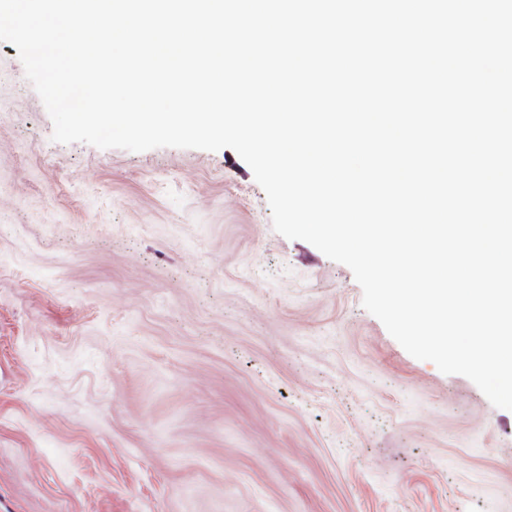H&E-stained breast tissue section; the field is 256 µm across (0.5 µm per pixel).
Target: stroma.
<instances>
[{"mask_svg":"<svg viewBox=\"0 0 512 512\" xmlns=\"http://www.w3.org/2000/svg\"><path fill=\"white\" fill-rule=\"evenodd\" d=\"M52 133L0 42V512H512V411L278 234L234 150Z\"/></svg>","mask_w":512,"mask_h":512,"instance_id":"35a3bbf8","label":"stroma"}]
</instances>
